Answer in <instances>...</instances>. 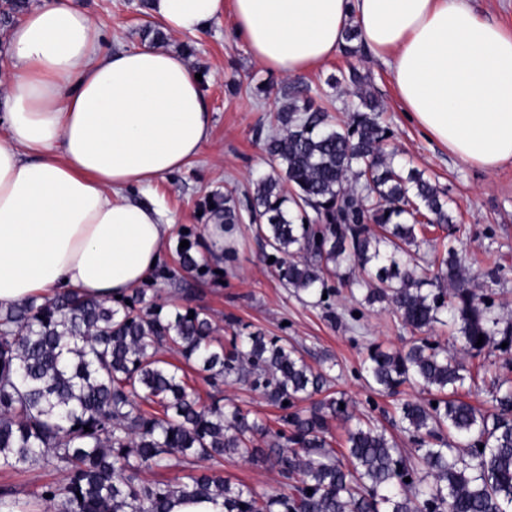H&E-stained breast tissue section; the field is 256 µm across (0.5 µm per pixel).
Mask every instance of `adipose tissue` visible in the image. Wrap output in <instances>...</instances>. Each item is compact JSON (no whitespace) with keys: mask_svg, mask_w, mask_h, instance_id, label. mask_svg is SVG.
Here are the masks:
<instances>
[{"mask_svg":"<svg viewBox=\"0 0 512 512\" xmlns=\"http://www.w3.org/2000/svg\"><path fill=\"white\" fill-rule=\"evenodd\" d=\"M165 30L231 11L271 72L333 58L356 28L389 69L408 119L461 161H512V32L467 0H150ZM74 0H33L8 32L0 81V305L76 289L100 299L145 282L173 224L126 193L186 167L211 139L185 56L144 43L105 54Z\"/></svg>","mask_w":512,"mask_h":512,"instance_id":"obj_1","label":"adipose tissue"}]
</instances>
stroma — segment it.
Segmentation results:
<instances>
[{"mask_svg": "<svg viewBox=\"0 0 512 512\" xmlns=\"http://www.w3.org/2000/svg\"><path fill=\"white\" fill-rule=\"evenodd\" d=\"M77 2L101 25L103 52L140 40L147 13L145 0ZM185 41L196 49L190 58L192 67L205 74L212 136L202 155L182 171L158 180L151 191L132 189L126 193L136 203H157L174 220L160 269L150 276L148 287L166 309L206 308L222 342L257 331L270 338L288 337L302 348L313 367L328 369V395H345L357 412L386 427L399 447H407V438L391 424L396 397L369 387L364 366L370 347L403 349L418 339V332L405 327L386 305L364 304L359 289L339 288L320 306L301 301L281 287L263 243L247 225L236 229L233 259L215 255L208 235L212 219L202 206L212 192L246 189L265 169L263 146L254 130L258 124L268 123L280 101L276 96L257 93V85L267 82L272 74L247 52L234 31L231 15L220 17L198 34L169 33L167 44L175 47ZM351 69L366 78L371 91L382 101L391 144L397 148L399 159L425 171L448 191L455 227L428 228L425 238L447 239L462 249L466 268L480 293L491 295L498 315L512 322V162L489 173L455 158L447 148L425 136L406 118L386 65L368 50L353 56L338 53L305 72L304 79L313 94L322 96L329 92V76ZM184 237L193 242L194 254L209 271L176 283L165 279L163 273L176 268V249ZM354 309L360 312L355 321L349 316ZM224 475L261 495L282 488L275 471L237 458L225 460ZM62 478L60 471L50 467H22L0 472V485L12 486L19 498L28 499L41 485Z\"/></svg>", "mask_w": 512, "mask_h": 512, "instance_id": "35a3bbf8", "label": "stroma"}]
</instances>
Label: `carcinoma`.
<instances>
[{
	"instance_id": "cac0c4a2",
	"label": "carcinoma",
	"mask_w": 512,
	"mask_h": 512,
	"mask_svg": "<svg viewBox=\"0 0 512 512\" xmlns=\"http://www.w3.org/2000/svg\"><path fill=\"white\" fill-rule=\"evenodd\" d=\"M27 2L0 0V28ZM328 83L338 93L357 87L343 101L347 119L317 104L302 79L281 86L285 102L256 129L271 171L241 194L211 199V212L222 224L249 220L296 295L324 303L333 273L413 330L454 326L457 352L424 338L368 353L378 392L418 388L396 407L413 453L361 420L347 430L345 450L332 448L329 420H352L353 405L341 395L296 409L328 378L286 339L253 332L226 349L204 308L192 318L187 308L167 311L145 288L111 301L74 290L0 314V470L64 473L32 503L0 486V512H32L35 503L57 512H171L181 501L220 502L224 512H512V389L494 386L490 414L459 394L475 381L459 354L511 352L512 323L500 326L455 248L433 262L418 257V232L452 223L446 192L388 149L383 106L357 71ZM177 251L182 271L199 270L192 248ZM344 266L363 277L348 279L338 273ZM163 347L214 387L234 381L262 395L281 411L278 427L202 400L183 367L159 356ZM235 457L276 471L290 491L263 497L230 483L224 459ZM173 461L208 465L175 482L142 478Z\"/></svg>"
}]
</instances>
